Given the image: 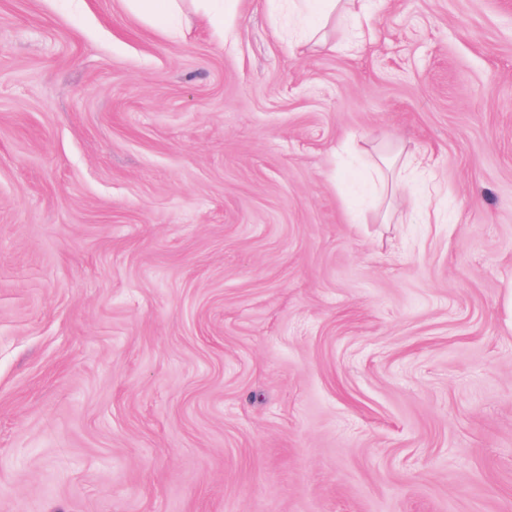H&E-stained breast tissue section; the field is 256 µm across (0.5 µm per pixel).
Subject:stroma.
I'll return each mask as SVG.
<instances>
[{
    "mask_svg": "<svg viewBox=\"0 0 512 512\" xmlns=\"http://www.w3.org/2000/svg\"><path fill=\"white\" fill-rule=\"evenodd\" d=\"M370 4L0 0V512H512V0ZM129 12L143 18L154 29L170 33L172 21L181 11L182 0H123ZM283 2L282 7L288 9L300 27L306 29L311 36L320 22L336 12L337 22L347 31L348 50H360L371 35L372 14L368 0H274Z\"/></svg>",
    "mask_w": 512,
    "mask_h": 512,
    "instance_id": "obj_1",
    "label": "stroma"
}]
</instances>
